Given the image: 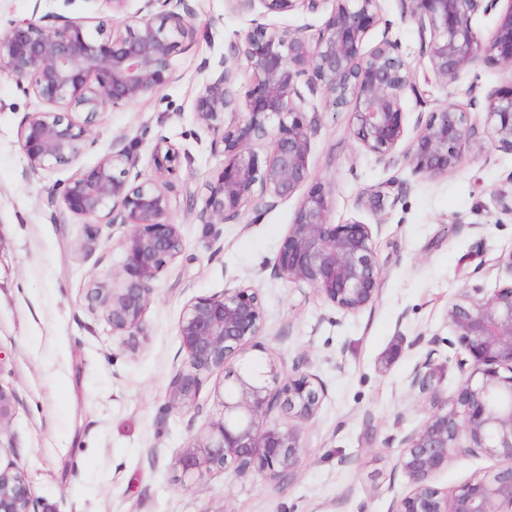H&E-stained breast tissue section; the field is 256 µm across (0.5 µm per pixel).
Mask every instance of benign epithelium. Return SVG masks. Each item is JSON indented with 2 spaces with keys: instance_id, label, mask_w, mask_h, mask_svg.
<instances>
[{
  "instance_id": "7a95c632",
  "label": "benign epithelium",
  "mask_w": 512,
  "mask_h": 512,
  "mask_svg": "<svg viewBox=\"0 0 512 512\" xmlns=\"http://www.w3.org/2000/svg\"><path fill=\"white\" fill-rule=\"evenodd\" d=\"M191 0H146L147 13L126 18L106 36H93L62 14L9 23L0 38V75L16 80L42 108L27 112L18 131L28 171L37 175L70 164L80 155L99 111L155 93L170 79L178 44L195 34ZM236 12L257 15L252 26L205 65L195 96L196 121L212 135V148L229 158L206 184L196 217L204 224L236 221L249 209L261 215L280 201L299 196L293 222L274 259V272L304 284L343 313L373 306L381 293L382 267L374 237L382 216L402 190L398 177L370 190L364 206L375 224L330 220L332 189L312 180L311 129L303 120L301 88L321 93L330 112H348L354 140L377 162L400 163L415 175L444 176L464 150L483 147L469 108L481 107L487 133L512 152V86L467 90L465 105L446 104L417 124L411 146L403 100L423 91L399 43L383 32L366 47L381 23L380 0H228ZM401 16L417 29L420 55L444 83L478 64L512 72V0L486 40L474 16L498 10L502 0H399ZM331 10L317 37L302 29L269 23L270 14L301 6ZM248 74L239 96L241 73ZM84 114L79 121L73 111ZM264 154H259V151ZM154 175L142 179L127 136L96 165L77 170L60 191L63 210L98 224L128 228L123 241L125 274L94 279L87 311L102 315L112 333L134 351L146 338L143 318L159 273L184 249L180 225L171 222L179 151L164 136L152 152ZM305 193H300L303 187ZM501 214L512 217V172L494 192ZM509 283L491 296H469L448 304L447 321L468 357L457 360L464 374L450 397L436 379L432 348L414 368L408 390L430 404L424 421L399 441L398 468L410 491L394 512H512V253L498 264ZM257 290L233 284L219 294L193 296L183 308L178 336L189 370L168 386L177 408L196 403L200 375L224 374L223 413L207 434L174 457L184 479L201 477L228 463L237 473L266 475L275 487L289 484L302 460L301 428L270 419L279 410L308 421L318 412L323 388L313 376H284L272 356L257 367L245 358L264 326ZM485 452L504 461L496 472L450 491L433 484L436 475L463 453ZM0 512H38L29 486L12 467L0 469Z\"/></svg>"
}]
</instances>
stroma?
<instances>
[{
    "label": "stroma",
    "mask_w": 512,
    "mask_h": 512,
    "mask_svg": "<svg viewBox=\"0 0 512 512\" xmlns=\"http://www.w3.org/2000/svg\"><path fill=\"white\" fill-rule=\"evenodd\" d=\"M128 0L124 14L64 8L63 0H0V37L10 22L62 12L88 31L111 29L143 9ZM196 29L173 55V78L137 102L103 108L76 164L33 175L19 140V123L40 109L34 96L0 76V394L10 405L0 421V462L18 467L40 512H389L410 487L397 466L400 439L426 417L428 402L409 394L406 381L424 360L429 338H441L436 357L443 391L461 382V346H447L449 302L500 284L498 262L512 253V222H500L491 193L512 172V153L484 138L479 153H464L455 171L436 178L378 163L350 134V116L325 110L307 95L313 180L333 190L330 218L374 223L360 196L398 175L403 191L375 238L382 292L375 304L346 314L312 288L275 275V256L297 206L290 199L254 217L203 224L191 208L224 165L211 136L195 120L193 99L204 64L249 27V15L227 0H195ZM389 36L416 69L425 103L404 99L407 128L427 120L433 106L463 104L471 84L491 90L512 84V73L483 65L449 84L426 79L416 27L400 17L399 0H380ZM127 134L138 168L150 177L157 135L178 149L173 177L184 252L154 283L144 315L146 341L128 352L109 324L87 312L91 279L123 268L126 230L102 227L93 252L84 245L86 219L53 218L49 199L76 168L94 166ZM254 285L265 325L248 353L255 363L274 356L286 374L316 375L325 393L303 426L302 464L295 479L274 488L262 474L214 469L179 483L176 453L220 417L224 375L200 377L197 406H170L171 377L186 369L178 324L186 301L221 293L231 279ZM501 459L480 453L453 459L434 481L443 490L484 477Z\"/></svg>",
    "instance_id": "1"
}]
</instances>
